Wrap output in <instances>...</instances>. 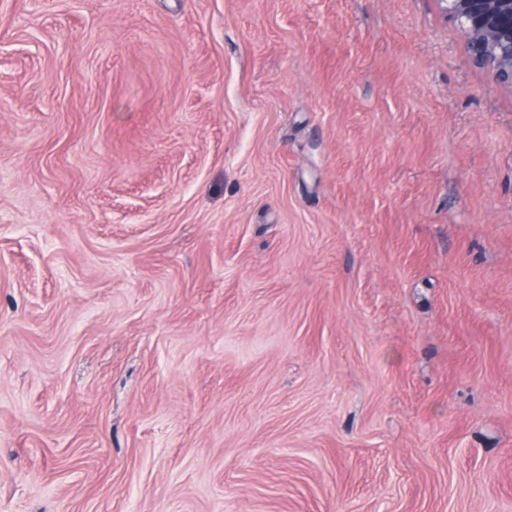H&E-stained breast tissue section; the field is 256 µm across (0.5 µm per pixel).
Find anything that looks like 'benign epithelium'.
<instances>
[{"label": "benign epithelium", "instance_id": "benign-epithelium-1", "mask_svg": "<svg viewBox=\"0 0 512 512\" xmlns=\"http://www.w3.org/2000/svg\"><path fill=\"white\" fill-rule=\"evenodd\" d=\"M446 16L464 33L475 61L495 53L496 81L512 90V0H443Z\"/></svg>", "mask_w": 512, "mask_h": 512}]
</instances>
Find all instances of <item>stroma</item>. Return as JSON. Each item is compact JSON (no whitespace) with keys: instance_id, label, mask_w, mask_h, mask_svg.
Masks as SVG:
<instances>
[{"instance_id":"obj_1","label":"stroma","mask_w":512,"mask_h":512,"mask_svg":"<svg viewBox=\"0 0 512 512\" xmlns=\"http://www.w3.org/2000/svg\"><path fill=\"white\" fill-rule=\"evenodd\" d=\"M0 512H512V91L441 0H0Z\"/></svg>"}]
</instances>
